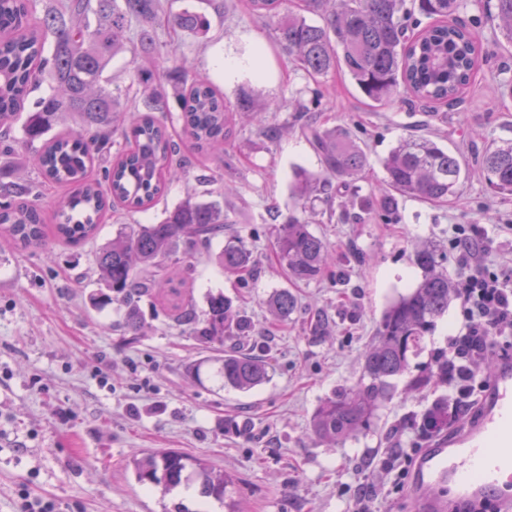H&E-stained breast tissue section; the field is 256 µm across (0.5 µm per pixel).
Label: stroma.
<instances>
[{
    "label": "stroma",
    "mask_w": 512,
    "mask_h": 512,
    "mask_svg": "<svg viewBox=\"0 0 512 512\" xmlns=\"http://www.w3.org/2000/svg\"><path fill=\"white\" fill-rule=\"evenodd\" d=\"M463 2L459 17L482 52L462 102L443 119L402 93L376 104L340 70L313 80L289 62L272 20L252 15L248 0H236L230 12L209 0L211 29L203 37L158 28L166 67L209 78L229 101L244 97L270 110L259 124L237 119L219 164L195 149L178 103L170 102L166 123L185 166L147 212L115 205L95 237L78 247L52 237L45 249L24 250L0 239V512H20L26 494L53 501L57 512H172L177 505L221 512L214 499L176 489L164 494L136 481L127 466L131 455L161 449L203 458L224 472L237 512H351L366 489L377 495L381 512H413L409 488L398 487L387 463L400 449L417 453L435 442L419 422L448 386L417 392L406 384L436 369L438 352L461 323L459 302H451L411 357L369 427L334 445L313 436L311 420L331 391L357 384L385 309L420 279L414 246H439L449 277L458 279L452 228L476 225L488 235L485 266L512 274V196L494 194L472 163L474 150L512 139V110L498 106L503 84L512 80V46L502 44L488 19L493 0ZM224 58L235 69L218 67ZM300 103L307 111L299 115ZM305 123L349 127L368 155L356 181L334 183L332 201L309 204L311 229L336 261L308 284L290 282L273 253L280 217L294 204V170L322 169L301 131ZM265 125L280 128V136L265 137ZM420 134L436 137L466 164L457 197L439 206L401 196L391 217L375 212L352 221L358 198L383 185L390 148ZM190 194L223 201L232 232L259 261L249 282H238L218 265L216 243L194 258L187 282L197 309H205L207 293L221 291L251 320L253 336L238 345L202 343L147 303L148 328L135 335L122 310L91 304L100 288L96 253L118 225L157 220ZM280 288L297 298L285 322L265 304ZM232 347L269 358L270 381L248 393L223 388L219 361Z\"/></svg>",
    "instance_id": "stroma-1"
}]
</instances>
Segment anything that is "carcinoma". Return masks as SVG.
<instances>
[{"instance_id": "cac0c4a2", "label": "carcinoma", "mask_w": 512, "mask_h": 512, "mask_svg": "<svg viewBox=\"0 0 512 512\" xmlns=\"http://www.w3.org/2000/svg\"><path fill=\"white\" fill-rule=\"evenodd\" d=\"M281 0H249L259 18L277 19L275 39L282 50L313 77L326 76L341 67L370 100L391 99L399 87L420 103L461 102L471 82L477 55V37L469 28L450 24L460 12L461 0H302L300 11L279 16ZM314 15L320 21L313 22ZM432 23L413 38L408 30ZM497 29L512 44V0H496ZM184 36L208 33L205 12L186 8L167 14L162 0H0V150L11 151V126L24 111L25 102L41 84L50 93L26 113L24 141L42 145L28 155V163L44 178L71 188L56 212L55 235L77 244L94 235L112 204L139 210L153 204L166 183L182 173L177 144L166 121L157 113L168 111V99L180 105L184 130L200 151L222 152L232 131L236 112L254 117L261 111L246 99L231 105L208 80L192 77L182 68L165 69L156 60L159 22ZM137 23L136 45L144 64L138 68L142 82L139 104L129 107L107 88L104 73L112 58L129 50L127 36ZM128 114L125 140L130 148L116 155L102 177L93 179L89 166L96 156L112 150V134L119 113ZM71 123L77 131L44 140L58 126ZM313 149L321 158L324 176L295 172L294 191L300 212L284 217L278 227L274 254L279 267L295 282L321 277L335 252L315 235L305 218L306 203L316 193L328 194L332 180H354L367 165V154L345 127L304 126ZM487 185L496 193L512 195V140H505L475 155ZM389 185L395 194L444 204L457 191L462 176L458 156L433 137L412 135L401 140L385 162ZM395 194L379 192L359 198L362 214L376 208L391 211ZM230 220L218 201L192 196L165 211L157 224H122L96 256L102 292L92 305L114 304L124 310L126 327L139 335L146 329L140 303L158 299L170 285L163 309L202 343L243 340L253 335V324L233 311L224 293H211L207 309L199 312L173 285L194 267H172L177 255L192 256L211 248ZM0 233L18 246L46 245L38 195L25 179L0 181ZM222 268L240 280L253 275L256 259L246 244L230 240L219 253ZM413 263L422 271L417 286L399 295L384 312L377 341L364 354L363 374L349 389L333 391L317 408L312 433L320 440L341 443L367 428L378 406L393 394V380L409 369V357L431 335L437 320L455 295L448 271L441 268L435 246L418 247ZM267 304L281 321L296 308L295 295L286 288L269 295ZM269 359L224 353L220 374L223 387L248 392L270 378ZM136 480L167 493L192 478L200 493L226 502L228 481L198 458L177 451L144 452L132 457Z\"/></svg>"}]
</instances>
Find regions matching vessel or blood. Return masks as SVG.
Returning a JSON list of instances; mask_svg holds the SVG:
<instances>
[{"instance_id":"obj_1","label":"vessel or blood","mask_w":512,"mask_h":512,"mask_svg":"<svg viewBox=\"0 0 512 512\" xmlns=\"http://www.w3.org/2000/svg\"><path fill=\"white\" fill-rule=\"evenodd\" d=\"M507 473L512 475V364L503 363L494 371L481 421L422 454L412 470L410 492L417 512H446V489L466 501H494Z\"/></svg>"}]
</instances>
